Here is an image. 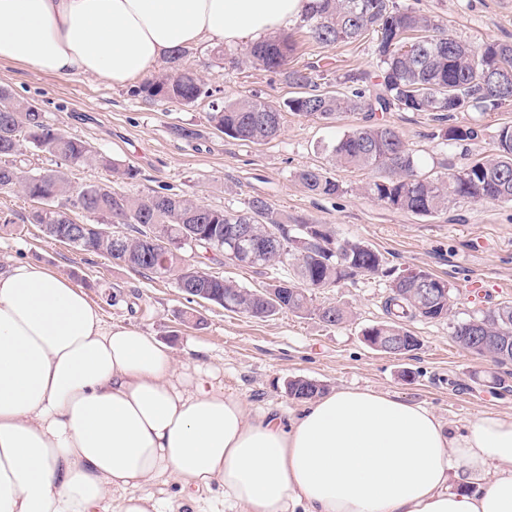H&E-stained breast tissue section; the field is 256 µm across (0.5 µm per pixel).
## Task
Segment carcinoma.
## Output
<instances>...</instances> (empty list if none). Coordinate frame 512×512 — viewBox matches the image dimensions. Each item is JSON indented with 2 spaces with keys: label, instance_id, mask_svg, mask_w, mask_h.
<instances>
[{
  "label": "carcinoma",
  "instance_id": "obj_1",
  "mask_svg": "<svg viewBox=\"0 0 512 512\" xmlns=\"http://www.w3.org/2000/svg\"><path fill=\"white\" fill-rule=\"evenodd\" d=\"M307 37L323 47H334L367 36L372 37L376 59L375 81L356 87L347 94L324 91L311 73L289 67L296 51L290 34H278L254 43L242 57L229 63L258 65L284 75L300 89L298 95L282 105L258 97L224 101L212 106L209 121L224 135L249 143L274 138L281 128L282 113L333 120L344 113L388 112L394 108L407 112H428L446 122L456 112L478 109L493 112L512 101V81L483 80L485 72L505 71L512 76V43L490 41L469 46L452 37L431 18L394 0H313L302 17ZM418 44L412 54H402L399 46ZM185 50L174 51L164 73L138 87L149 100L189 105L200 97L211 96L204 80L184 70ZM478 130L466 125H450L444 131L447 141H467ZM58 157L69 167L99 165L122 180H134L138 170L98 154L86 141L53 127L35 105L16 99L0 87V190H13L40 203L24 221L44 226L53 240L69 241L73 230L81 229L79 250L101 252L149 277L177 274L181 291L189 298L200 292L209 301L227 309H239L253 317L270 316L256 293L236 283L210 275L184 264L182 252L203 250L225 252L224 230L232 225L251 229L261 258L251 267L265 269L288 264L294 279L271 284L276 289L279 310L296 314L317 312L330 325L350 319L341 306L313 308L312 290L328 288L357 277L382 272V254L358 240L341 239L319 225L306 224L292 234L288 216L267 199L254 197L247 210L210 208L176 194L152 191L128 196L110 186L86 185L76 188L63 169L40 172L25 170L22 147ZM336 166L350 169H375L382 179L367 184L365 192L396 210L418 216H432L463 199L512 202V126L498 130L495 153L467 162L446 180H435L418 172V160L407 148L399 132L386 124H362L340 135L330 150ZM303 187L314 196H335L340 185L327 172L306 168L296 173ZM80 209L98 215L102 223L80 224L70 212ZM105 224H124L128 232L118 252L100 229ZM392 291L384 308L388 321L385 335L399 332L411 336L405 323L416 318L439 319L449 315L454 288L443 278L419 269L413 276L401 273L390 282ZM440 288L443 294L424 302L421 292ZM475 336H498L490 348L475 345ZM452 337L462 349L495 364L512 362V304L488 309L453 325ZM323 386L309 379L288 382V393L299 400H310Z\"/></svg>",
  "mask_w": 512,
  "mask_h": 512
}]
</instances>
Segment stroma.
I'll list each match as a JSON object with an SVG mask.
<instances>
[{
	"label": "stroma",
	"mask_w": 512,
	"mask_h": 512,
	"mask_svg": "<svg viewBox=\"0 0 512 512\" xmlns=\"http://www.w3.org/2000/svg\"><path fill=\"white\" fill-rule=\"evenodd\" d=\"M397 2L433 16L471 46L512 41V0ZM287 30L297 42L292 66L310 69L326 89L346 92L376 69L371 39L324 48L308 39L302 21L292 22ZM216 50L206 41L190 45L183 66L218 90L220 98L257 96L280 104L294 96L284 77L258 67H230L216 58ZM0 86L38 106L54 127L140 172L137 180L121 182L98 165L72 168L68 176L75 186L107 185L130 196L157 190L235 211L262 196L290 220L323 224L337 237L369 245L383 255L385 271L315 290V305L338 304L351 311L345 324L326 325L313 313L279 312L258 319L203 300L188 301L175 276L149 279L114 264L107 255L49 240L41 225L25 223V215L37 204L19 192L0 193V215L14 218L13 224L0 223L1 266L39 263L69 278L99 306L105 320L154 336L171 348L177 363L216 370L225 390L239 395L253 414L298 411L302 403L287 389L288 381L297 377L316 380L328 390L358 387L399 395L426 405L459 434L479 414H512V364L480 359L452 338L453 322L512 302V204L465 199L425 218L373 199L364 188L379 178V171L328 164V150L337 136L363 124L361 112L332 123L288 112L278 137L250 144L212 126L209 99L191 105L149 101L137 96L134 81L115 86L93 76L56 77L3 62ZM376 119L402 135L421 173L444 179L449 171L493 152L498 128L512 124V102L493 112L455 113L453 124L479 131L478 138L466 142L445 140L441 123L426 113L396 109ZM308 167L326 168L341 193H308L296 178ZM185 259L251 291L293 277L288 265L243 267L219 252L202 262L189 251ZM412 268L454 284L450 317L409 322L408 330L420 341L412 352L396 355L370 347L363 330L385 321L383 301L392 277ZM475 281L487 290L478 301L469 290ZM186 311L196 315V322L182 323Z\"/></svg>",
	"instance_id": "35a3bbf8"
}]
</instances>
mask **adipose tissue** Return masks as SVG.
<instances>
[{
	"instance_id": "1",
	"label": "adipose tissue",
	"mask_w": 512,
	"mask_h": 512,
	"mask_svg": "<svg viewBox=\"0 0 512 512\" xmlns=\"http://www.w3.org/2000/svg\"><path fill=\"white\" fill-rule=\"evenodd\" d=\"M309 3L0 0V62L124 85ZM161 478L198 508L222 489L232 512H512V415L458 435L422 404L343 387L253 416L216 372L106 321L68 278L0 268V512H163L139 492Z\"/></svg>"
}]
</instances>
